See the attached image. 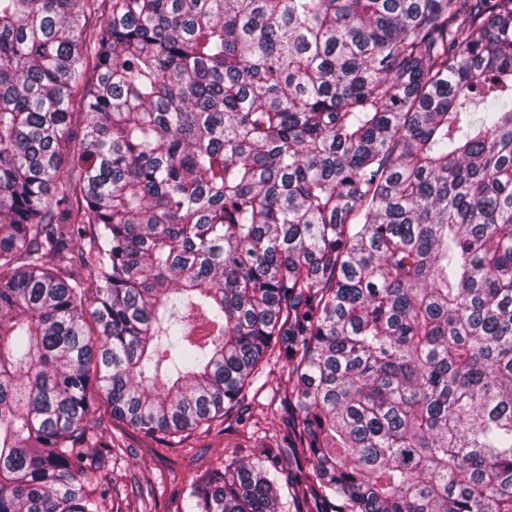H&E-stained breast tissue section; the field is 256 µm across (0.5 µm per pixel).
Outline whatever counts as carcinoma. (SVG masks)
Instances as JSON below:
<instances>
[{
  "label": "carcinoma",
  "mask_w": 512,
  "mask_h": 512,
  "mask_svg": "<svg viewBox=\"0 0 512 512\" xmlns=\"http://www.w3.org/2000/svg\"><path fill=\"white\" fill-rule=\"evenodd\" d=\"M277 364L183 512H512V0H0V512Z\"/></svg>",
  "instance_id": "cac0c4a2"
}]
</instances>
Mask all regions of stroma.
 Instances as JSON below:
<instances>
[{
	"mask_svg": "<svg viewBox=\"0 0 512 512\" xmlns=\"http://www.w3.org/2000/svg\"><path fill=\"white\" fill-rule=\"evenodd\" d=\"M89 424L99 436L112 438L117 446L115 463L97 474L100 484L112 490L111 499L102 504L103 512H111L116 504L123 512H181L183 494L192 476L218 465L238 448L259 447L262 435L282 432L280 421L270 418L261 421L259 437L251 439L241 433L235 418L229 417L171 448L113 420L101 409L91 414Z\"/></svg>",
	"mask_w": 512,
	"mask_h": 512,
	"instance_id": "stroma-1",
	"label": "stroma"
}]
</instances>
